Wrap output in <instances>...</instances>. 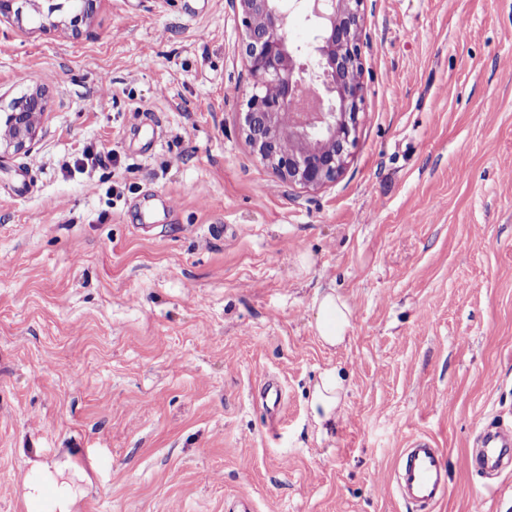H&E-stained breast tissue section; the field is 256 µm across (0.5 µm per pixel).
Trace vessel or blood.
Here are the masks:
<instances>
[{
  "instance_id": "b4317fda",
  "label": "vessel or blood",
  "mask_w": 512,
  "mask_h": 512,
  "mask_svg": "<svg viewBox=\"0 0 512 512\" xmlns=\"http://www.w3.org/2000/svg\"><path fill=\"white\" fill-rule=\"evenodd\" d=\"M471 455L475 468L483 473H500L512 467V428L482 431ZM399 494L408 502L428 512L447 493V467L444 453L423 437L413 438L402 452L396 473Z\"/></svg>"
}]
</instances>
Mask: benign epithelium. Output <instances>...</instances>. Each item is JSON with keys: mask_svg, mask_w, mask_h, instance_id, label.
Here are the masks:
<instances>
[{"mask_svg": "<svg viewBox=\"0 0 512 512\" xmlns=\"http://www.w3.org/2000/svg\"><path fill=\"white\" fill-rule=\"evenodd\" d=\"M365 0H231L245 31L250 93L242 131L288 187L318 188L342 173L362 111L359 40ZM302 13L317 30L307 46L289 29ZM46 112L33 91L0 116V159L30 149Z\"/></svg>", "mask_w": 512, "mask_h": 512, "instance_id": "benign-epithelium-1", "label": "benign epithelium"}]
</instances>
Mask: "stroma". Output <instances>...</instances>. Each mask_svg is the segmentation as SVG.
<instances>
[{"label": "stroma", "instance_id": "obj_1", "mask_svg": "<svg viewBox=\"0 0 512 512\" xmlns=\"http://www.w3.org/2000/svg\"><path fill=\"white\" fill-rule=\"evenodd\" d=\"M67 2L0 16V110L47 100L30 151L0 160V512L80 451L107 465L71 512H416L394 482L416 436L448 465L431 512H512V470L469 465L512 424V0H367L355 143L308 189L241 132L229 0L40 25ZM86 151L116 160L63 169ZM330 287L354 310L336 348L310 326ZM331 367L323 434L308 392ZM343 389L344 378L336 368L324 370L311 388L308 400L310 415L324 433L336 425Z\"/></svg>", "mask_w": 512, "mask_h": 512}]
</instances>
